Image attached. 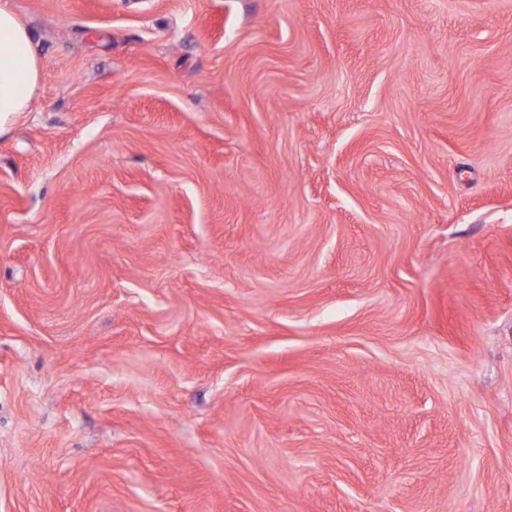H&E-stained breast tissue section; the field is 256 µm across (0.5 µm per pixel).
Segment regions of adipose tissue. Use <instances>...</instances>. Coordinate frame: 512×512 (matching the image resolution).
<instances>
[{"mask_svg":"<svg viewBox=\"0 0 512 512\" xmlns=\"http://www.w3.org/2000/svg\"><path fill=\"white\" fill-rule=\"evenodd\" d=\"M40 81L38 57L11 0H0V131L28 112Z\"/></svg>","mask_w":512,"mask_h":512,"instance_id":"ef3b65f1","label":"adipose tissue"}]
</instances>
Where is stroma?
<instances>
[{
	"mask_svg": "<svg viewBox=\"0 0 512 512\" xmlns=\"http://www.w3.org/2000/svg\"><path fill=\"white\" fill-rule=\"evenodd\" d=\"M0 512H512V0H11ZM40 81L38 57L10 0L0 2V133L29 112Z\"/></svg>",
	"mask_w": 512,
	"mask_h": 512,
	"instance_id": "obj_1",
	"label": "stroma"
}]
</instances>
